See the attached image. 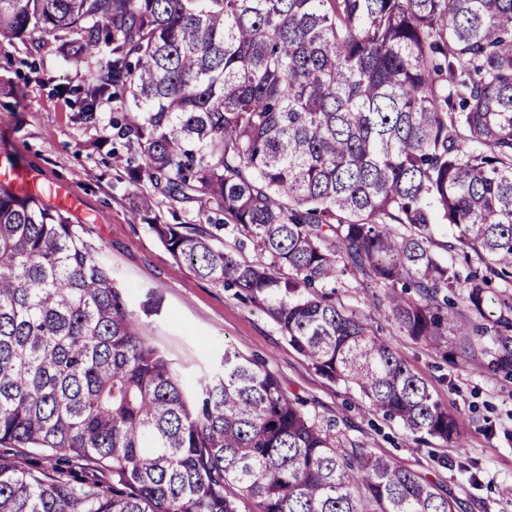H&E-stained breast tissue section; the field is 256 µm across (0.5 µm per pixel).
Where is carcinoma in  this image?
Returning <instances> with one entry per match:
<instances>
[{
	"label": "carcinoma",
	"instance_id": "cac0c4a2",
	"mask_svg": "<svg viewBox=\"0 0 512 512\" xmlns=\"http://www.w3.org/2000/svg\"><path fill=\"white\" fill-rule=\"evenodd\" d=\"M96 60L133 181L224 215L153 224L200 278L262 305L319 374L412 434L457 419L336 282L383 289L399 330L512 377V0H0V38ZM108 245L0 185V512H456L437 485L319 424L224 348L187 387L139 336ZM481 270H471L472 260ZM32 448L55 462L48 471Z\"/></svg>",
	"mask_w": 512,
	"mask_h": 512
}]
</instances>
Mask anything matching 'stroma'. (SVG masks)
<instances>
[{
  "label": "stroma",
  "mask_w": 512,
  "mask_h": 512,
  "mask_svg": "<svg viewBox=\"0 0 512 512\" xmlns=\"http://www.w3.org/2000/svg\"><path fill=\"white\" fill-rule=\"evenodd\" d=\"M87 80L86 69L65 67L58 56H31L26 39L0 38V157L35 172L45 204L58 184L77 196L72 217L107 242L114 278L131 289L140 336L189 383L231 348L279 377L313 416L335 422L343 440L439 484L457 500L456 512H512V379L490 373L483 355L456 364L416 342L383 314L380 289L346 276L336 286L337 301L390 343L457 417L463 445L417 444L400 423L369 414L354 388L322 378L296 353L265 311L197 277L136 218L141 195L152 187L146 180L132 185L115 158L112 102L99 105L96 122L79 121Z\"/></svg>",
  "instance_id": "obj_1"
}]
</instances>
